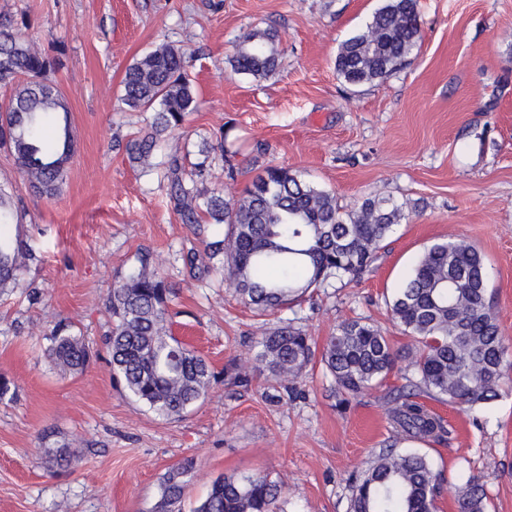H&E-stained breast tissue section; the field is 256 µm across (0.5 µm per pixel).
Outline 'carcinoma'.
Returning <instances> with one entry per match:
<instances>
[{"instance_id":"1","label":"carcinoma","mask_w":512,"mask_h":512,"mask_svg":"<svg viewBox=\"0 0 512 512\" xmlns=\"http://www.w3.org/2000/svg\"><path fill=\"white\" fill-rule=\"evenodd\" d=\"M420 39L417 0H385L364 30L340 46L336 74L358 87L400 68ZM192 53L161 44L129 65L122 102L150 112L148 131L127 141L129 159L143 169L163 168L168 197L183 224L204 244L207 267L221 276L258 313L298 301L310 289L353 280L376 259L385 238L410 218L415 207L390 196L364 198L346 210L336 196L282 167H269L237 199L205 195L198 184L210 174L215 147L203 143L191 172L177 158L156 160L162 136L181 127L198 109L197 92L186 77ZM279 41L271 28L245 34L235 47L232 70L253 81L275 74ZM52 60L0 21V84L21 83L0 107V147L12 156L22 180L39 197L56 195L74 152L68 104L46 78ZM19 218L12 189L0 184V288L40 261L20 235L6 227ZM227 230L207 236L214 226ZM203 257V258H205ZM198 251L183 255L190 271L203 263ZM484 256L463 241L436 242L415 262L390 303L393 319L413 340L407 368L416 381L385 397L398 428L410 438L444 431L418 398L426 396L469 408L498 398L507 379L509 346L487 297ZM169 286L159 262L145 253L138 268L108 294L112 330L106 344L112 377L120 390L156 415L175 419L203 399L213 373L207 360L173 336ZM48 357L62 370L81 373L92 353L71 326L59 322L48 334ZM315 357L311 337L288 324L263 331L252 345L251 370L275 379L287 391ZM397 353L388 338L361 320L342 323L320 348L339 403L375 389L393 371ZM186 459L171 467L160 485L156 512H182ZM441 473L416 451L381 448L350 487L348 512H436ZM282 486L266 475L220 478L195 512H278ZM457 512H487L483 487L471 480L459 492Z\"/></svg>"}]
</instances>
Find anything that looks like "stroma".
I'll list each match as a JSON object with an SVG mask.
<instances>
[{
	"instance_id": "35a3bbf8",
	"label": "stroma",
	"mask_w": 512,
	"mask_h": 512,
	"mask_svg": "<svg viewBox=\"0 0 512 512\" xmlns=\"http://www.w3.org/2000/svg\"><path fill=\"white\" fill-rule=\"evenodd\" d=\"M380 4L0 0L15 32L59 58L48 77L66 98L76 141L52 198L32 194L0 149V184L22 199L17 229L41 258L0 293V376L15 386L0 400V512H154L164 474L186 458L194 461L186 507L218 478L264 472L283 483L286 512H347L350 476L374 451L407 444L383 402L405 385L404 363L343 408L316 362L291 394L264 375L238 377L256 336L287 324L321 341L361 317L406 348L389 302L433 243L457 239L483 254L498 322L512 340V0H418L421 38L408 62L374 84L349 86L336 75V53ZM269 27L280 65L255 84L229 59L240 37ZM163 43L193 52L187 73L199 107L164 136L159 157L223 143L204 191L238 196L279 166L348 208L375 194L417 203L360 278L258 318L215 275L190 277L180 255L201 249L200 240L179 222L159 173L136 168L124 150L150 115L126 110L122 78ZM144 251L163 261L174 335L215 374L207 397L176 421L120 392L105 347L108 292ZM60 321L95 354L84 373L60 370L43 352ZM426 405L447 428L416 442L445 476L437 512H456L471 478L488 512H512V387L467 410ZM75 440L80 461L59 467L53 451Z\"/></svg>"
}]
</instances>
